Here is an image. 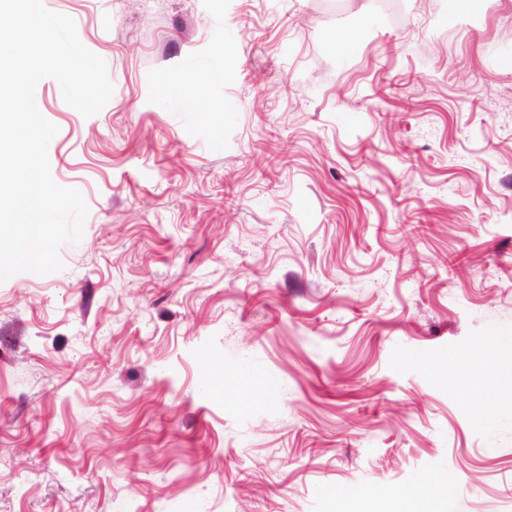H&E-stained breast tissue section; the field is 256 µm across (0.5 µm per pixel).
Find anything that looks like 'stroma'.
<instances>
[{"label":"stroma","mask_w":512,"mask_h":512,"mask_svg":"<svg viewBox=\"0 0 512 512\" xmlns=\"http://www.w3.org/2000/svg\"><path fill=\"white\" fill-rule=\"evenodd\" d=\"M43 2L114 93L36 89L88 216L0 282V512H512V0Z\"/></svg>","instance_id":"stroma-1"}]
</instances>
